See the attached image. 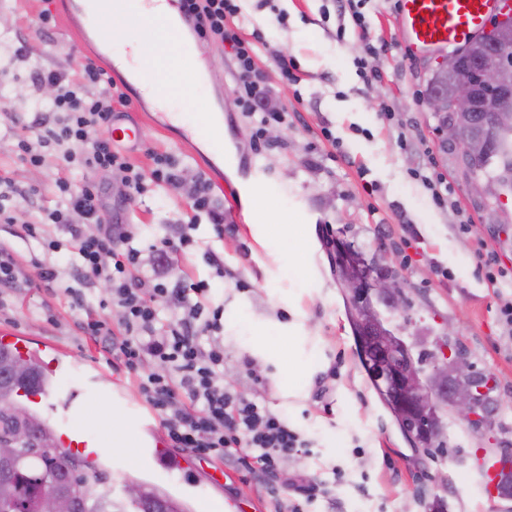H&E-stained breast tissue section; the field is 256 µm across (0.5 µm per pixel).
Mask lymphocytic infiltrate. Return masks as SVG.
I'll list each match as a JSON object with an SVG mask.
<instances>
[{
    "instance_id": "lymphocytic-infiltrate-1",
    "label": "lymphocytic infiltrate",
    "mask_w": 512,
    "mask_h": 512,
    "mask_svg": "<svg viewBox=\"0 0 512 512\" xmlns=\"http://www.w3.org/2000/svg\"><path fill=\"white\" fill-rule=\"evenodd\" d=\"M181 9L199 38L217 39L233 49L238 102L247 115L258 116L253 138L262 140L266 126L282 122L283 115L264 107L266 80L254 66L253 44L227 26L240 12L238 0H181ZM32 86L37 91L52 87L55 95L50 111L37 113L33 121L40 131L36 142L19 143L22 162L40 166L50 149L69 168L121 172L129 199L142 194L150 181L178 183L169 158L157 157L147 175L116 149L107 131L116 106L127 105L129 98L94 61L84 64L82 82L50 70L37 74ZM94 130L99 133L95 139L90 136ZM57 193L59 202L47 210L43 222L26 223L24 230L44 253L68 252L73 283L64 293L85 314L82 330L103 352L123 360L141 397L158 415L170 447L245 469L264 490L271 512H310L319 500L329 499L327 482L303 472L291 476L288 494L274 487L288 461L308 455L309 442L286 419L225 385L224 343L219 337L223 311H205L199 300L204 284L184 285L172 263L173 255L193 244L189 225H179L175 234L144 248L133 225L104 223L99 187L61 181ZM48 224L65 226L69 239L46 234ZM476 252L484 261L489 285L502 291L499 315L512 334V270L501 267L485 246H477ZM147 266L153 271L149 288L139 276ZM101 282L108 284L109 298H96L94 288ZM112 309L120 314L118 334L107 319ZM147 361L153 371H142Z\"/></svg>"
}]
</instances>
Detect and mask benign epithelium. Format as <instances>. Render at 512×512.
Segmentation results:
<instances>
[{
  "label": "benign epithelium",
  "instance_id": "7a95c632",
  "mask_svg": "<svg viewBox=\"0 0 512 512\" xmlns=\"http://www.w3.org/2000/svg\"><path fill=\"white\" fill-rule=\"evenodd\" d=\"M490 25L489 31L439 59L425 97L429 111L441 118L439 132L454 150L479 202L486 198L490 184L476 175L478 163L498 153L504 136L512 133V59L506 51L512 38V0H503ZM450 74L455 75L451 83ZM495 184L497 198L512 195L511 162L504 161ZM376 268L374 272L359 263L349 246H338L337 277L351 304L362 345L370 355L374 379L398 424L417 444L421 435L440 438V420L447 410L480 431L491 429L497 410L476 409L484 388L466 355L441 350L427 375L414 356L413 346L385 326L374 299H382L394 313L404 311L406 301L401 281L390 268L380 263ZM29 440L27 429L22 427L0 441V479L14 473L15 452ZM123 495L129 502L145 506L153 492L143 484L129 482ZM40 512H80L79 498L45 492Z\"/></svg>",
  "mask_w": 512,
  "mask_h": 512
}]
</instances>
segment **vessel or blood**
Returning a JSON list of instances; mask_svg holds the SVG:
<instances>
[{
	"label": "vessel or blood",
	"instance_id": "vessel-or-blood-1",
	"mask_svg": "<svg viewBox=\"0 0 512 512\" xmlns=\"http://www.w3.org/2000/svg\"><path fill=\"white\" fill-rule=\"evenodd\" d=\"M497 7V0H397L396 23L406 34L410 52L417 56L431 55L464 46L473 37L483 33ZM96 37L104 47H111L114 27H121L141 35V53L146 57L157 54V48L147 31L150 23L139 12L128 10L124 0H96ZM59 371L55 361L43 365L45 383L36 389L24 392L23 400L41 409H54L53 390L48 380ZM79 401L68 399L63 407L65 415L58 427L59 443L78 457L91 455L96 445L93 435L81 428L71 426L68 415L78 411ZM137 454L145 467H161L166 472L182 470L181 458L169 454L162 442L156 439L144 441ZM474 467L489 491H496L502 467L493 456L475 457Z\"/></svg>",
	"mask_w": 512,
	"mask_h": 512
}]
</instances>
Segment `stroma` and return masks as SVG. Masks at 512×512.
Here are the masks:
<instances>
[{
	"label": "stroma",
	"instance_id": "obj_1",
	"mask_svg": "<svg viewBox=\"0 0 512 512\" xmlns=\"http://www.w3.org/2000/svg\"><path fill=\"white\" fill-rule=\"evenodd\" d=\"M70 2L12 0L11 7L0 8V176L29 191L18 202L17 223H0V246L10 250L22 274L16 287L0 288V331L24 337L31 359L54 353L63 364L56 393H83L79 422L97 436L101 449L92 464L110 472L113 499H121L130 481L172 497V480L133 463L141 438L162 436L157 415L132 427L113 414L114 407L141 403L133 376L123 362L100 357L77 327V313L65 295L25 283L41 248L25 235L24 223L54 208L59 179L85 180L82 170L64 167L52 151L41 166L21 163L19 140L33 142L38 134L26 118L43 111L53 95L49 88L33 94L32 78L56 70L78 83L84 59L105 63L98 45L78 51V33L61 18ZM395 5V0H366L362 10L369 28L363 35L340 18L336 0H244L241 32L260 40L255 66L268 79L269 104L285 111L280 138L266 140L261 152L251 150L254 120L243 114L233 91V52L221 41H201L197 48L210 63L207 84L185 90L177 104L191 120L202 102L221 109L232 166L203 150L190 156L181 146V128L156 121L154 108L130 86V104L117 115L138 126L141 138L120 142V150L146 172L154 155L170 156L181 183L148 184L144 194L129 201L122 173L96 174L92 181L111 197L113 222L137 225L143 244L168 236L173 225H193L196 245L179 258L177 268L187 282H208L210 305L224 307V383L257 398L309 440L310 457L288 469L302 466L331 481V497L318 502L316 512H430L438 497L448 512H512V498H486L473 467L480 452L512 449V341L503 334L499 298L474 253L475 239H483L512 269V197L501 202L490 195L481 204L472 198L456 155L436 133L438 117L422 102L437 58L409 52L394 20ZM47 8L57 18L48 29L40 23ZM281 56L294 61L298 85L281 82ZM366 72L376 74V81L364 82ZM383 102L391 116L381 112ZM429 161L452 185L455 208H438L414 178ZM255 163L276 188L270 205L256 216L243 194ZM200 177L210 185L213 206L224 213L223 236L190 207L187 190ZM461 213L471 221L470 233L455 229ZM286 222L308 239L306 256L276 259L251 231L256 223L275 231ZM335 238L399 275L408 308L402 314L383 311L382 317L416 350L436 351L446 326L454 327V342L495 381L492 396L500 407L493 429L473 432L447 412L444 450L411 444L362 364L328 246ZM210 250L223 256L226 277H217L209 266ZM257 335L266 338L268 360L253 374L243 361L254 358ZM297 361L311 370L298 382L300 397L291 398L285 372ZM183 458L205 489L204 500L180 499L185 512H201L206 500H234L237 512H265L263 497L243 484L241 473L224 475L220 466L188 452ZM337 469L342 479H335Z\"/></svg>",
	"mask_w": 512,
	"mask_h": 512
}]
</instances>
